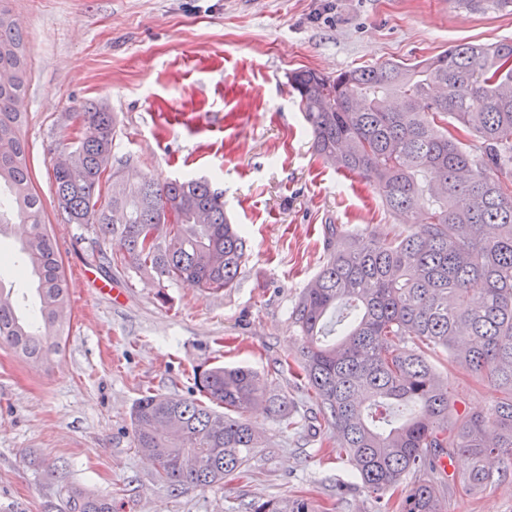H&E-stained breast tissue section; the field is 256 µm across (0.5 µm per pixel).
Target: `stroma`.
Here are the masks:
<instances>
[{"label": "stroma", "instance_id": "35a3bbf8", "mask_svg": "<svg viewBox=\"0 0 512 512\" xmlns=\"http://www.w3.org/2000/svg\"><path fill=\"white\" fill-rule=\"evenodd\" d=\"M32 62L24 136L34 184L70 285L60 350L31 366L0 344V512H42L70 489L107 494L113 512H246L259 499L305 498L314 512H379L346 461L328 456L332 427L314 417L289 314L327 260L326 225L402 229L377 190L314 154L288 76L328 75L386 60L415 62L470 42L512 40V15L459 0H13ZM85 102L114 112L120 177L205 178L243 230L248 250L234 288L115 276L118 300L83 280L99 271L92 228L64 223L51 192L66 115ZM14 238L0 240V277L23 311L38 298L20 274ZM242 366L286 395L313 428L251 420L263 446L249 478L201 490L155 482L133 446L130 413L145 392L195 395V371ZM463 405L488 407L494 385L437 363ZM67 467L64 481L52 464Z\"/></svg>", "mask_w": 512, "mask_h": 512}]
</instances>
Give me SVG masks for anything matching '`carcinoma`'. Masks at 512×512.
Returning a JSON list of instances; mask_svg holds the SVG:
<instances>
[{
    "mask_svg": "<svg viewBox=\"0 0 512 512\" xmlns=\"http://www.w3.org/2000/svg\"><path fill=\"white\" fill-rule=\"evenodd\" d=\"M512 14V0H462ZM12 0H0V72L29 73ZM316 155L373 185L409 228L391 238L325 226L326 263L301 292L291 319L303 340L299 367L335 431L336 455L379 501L400 491L398 512H447L448 501L497 489L512 477V40L453 45L413 64L388 61L328 76L289 75ZM28 77L0 82V237L15 221L23 271L38 293L17 312L0 279V343L35 362L59 348L69 310L57 244L50 237L22 138ZM73 157L52 168L61 220L94 228L109 272L221 293L234 287L246 241L205 179L164 184L143 178L106 187L114 113L89 102L68 113ZM160 232L145 244V229ZM117 249L107 248L108 244ZM348 324L331 340L329 319ZM440 353L497 386L487 410L458 412V394L430 361ZM203 399L150 393L131 413L137 449L158 448L154 478L172 487H211L244 471L260 447L246 417L263 408L286 430L299 426L285 395H269L245 367L215 366L194 378ZM199 452L195 468L178 457ZM467 469L448 481L443 459ZM433 474L431 480L420 474ZM412 478L411 486L400 489ZM68 512H112V501L73 488ZM249 512H312L307 500L260 499Z\"/></svg>",
    "mask_w": 512,
    "mask_h": 512,
    "instance_id": "1",
    "label": "carcinoma"
}]
</instances>
